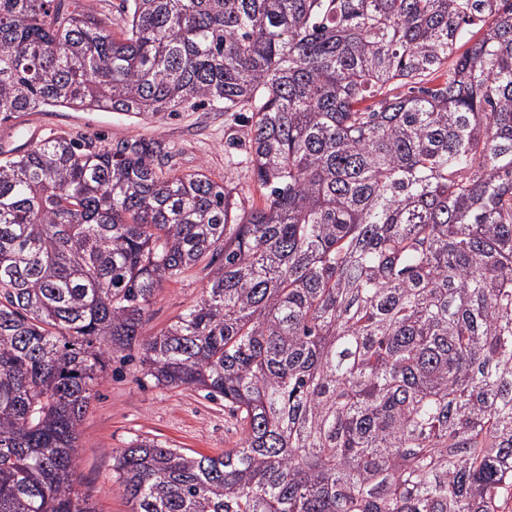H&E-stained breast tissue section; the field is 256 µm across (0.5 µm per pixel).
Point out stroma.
Segmentation results:
<instances>
[{
  "instance_id": "35a3bbf8",
  "label": "stroma",
  "mask_w": 512,
  "mask_h": 512,
  "mask_svg": "<svg viewBox=\"0 0 512 512\" xmlns=\"http://www.w3.org/2000/svg\"><path fill=\"white\" fill-rule=\"evenodd\" d=\"M56 133L110 148L130 138L160 139L173 149L171 170L197 169L217 183L236 188L241 201L259 193L243 169L226 163L230 152L224 135V115L206 109L183 108L163 119H132L115 112L64 107L29 113L0 123V149L30 148ZM208 282L204 264L165 283L150 309L146 332L159 331L200 301ZM80 426L75 461L81 489L98 512H131V505L112 476V452L132 441L149 438L174 448L215 456L235 447L241 427L223 402L204 398L193 388H166L146 376L137 356L116 353Z\"/></svg>"
}]
</instances>
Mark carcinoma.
I'll return each instance as SVG.
<instances>
[{
    "label": "carcinoma",
    "mask_w": 512,
    "mask_h": 512,
    "mask_svg": "<svg viewBox=\"0 0 512 512\" xmlns=\"http://www.w3.org/2000/svg\"><path fill=\"white\" fill-rule=\"evenodd\" d=\"M0 0V121L245 116L239 203L161 140L0 151V512H97L118 351L237 414L219 456L112 452L132 512H505L512 0ZM203 298L144 330L202 260Z\"/></svg>",
    "instance_id": "1"
}]
</instances>
